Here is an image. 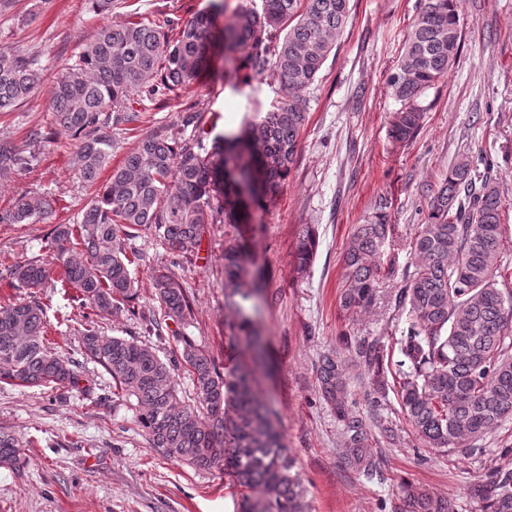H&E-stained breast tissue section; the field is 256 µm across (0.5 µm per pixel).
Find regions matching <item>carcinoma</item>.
Listing matches in <instances>:
<instances>
[{"label":"carcinoma","instance_id":"carcinoma-1","mask_svg":"<svg viewBox=\"0 0 512 512\" xmlns=\"http://www.w3.org/2000/svg\"><path fill=\"white\" fill-rule=\"evenodd\" d=\"M350 0H262V9L240 4L217 31L214 19L227 3H212L192 19L169 16L101 26L69 59L52 88L55 125L74 151L70 165L88 184L98 181L115 148L108 129L132 130L142 114L135 101H167L197 82L215 54L254 74L271 71L280 98L272 109L235 135L173 139L161 131L142 136L108 181L82 209L80 223L56 224L52 261L0 260V280L29 288L0 303V383L51 390L76 388L73 364L46 346L47 305L40 288L60 289L83 309L104 318L136 316L138 281L130 270V240L153 237L175 258L197 252L209 224H245L240 188L252 205L266 208L284 186L307 121L306 93L336 46ZM459 0H418L405 52L389 83L399 107L389 135L412 141L426 108L421 97L448 75L462 40ZM43 79L34 55L0 49V112L21 106ZM24 159L0 139V173ZM491 165L479 171L467 156L448 169L427 204L425 223L411 238L414 261L396 294L406 327L396 339L401 360L390 373L378 337L343 336L341 349L322 356L316 370L320 397L336 414L346 464L368 478L377 471L375 434L352 401L349 367L367 377L372 406L394 388L418 447L435 452L475 451L474 443L512 419V289L501 256L504 201ZM46 196L26 192L0 224H36L53 213ZM391 225L376 211L356 225L342 256L340 307L358 315L374 305ZM317 248L307 224L294 253L297 273L307 271ZM249 253L237 239L224 246V304L234 313L230 344L245 346L246 362L220 371L214 359L184 332L180 359L195 389V404L177 396L174 364L133 337L108 336L93 325L81 332L83 353L104 368L121 397L132 403L148 441L169 458L196 469L224 463L242 488L240 512H306V488L294 458L273 422V410L255 382L266 349L254 314L267 299L265 285L247 278ZM62 273L53 277V266ZM164 317L189 325L192 302L165 268L153 275ZM22 441L0 431V467L21 459ZM409 512H451L448 498L404 483ZM482 512H512V469L504 466L469 485Z\"/></svg>","mask_w":512,"mask_h":512}]
</instances>
